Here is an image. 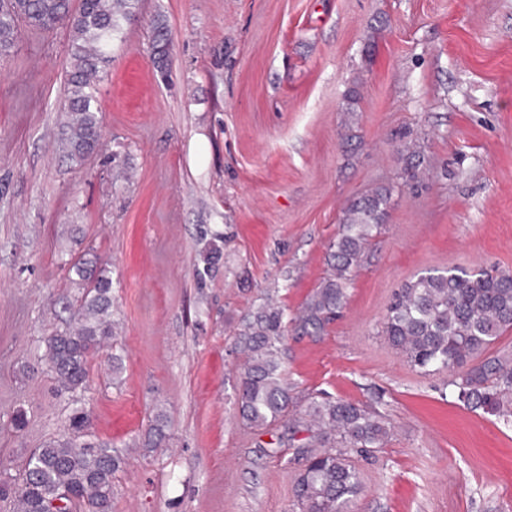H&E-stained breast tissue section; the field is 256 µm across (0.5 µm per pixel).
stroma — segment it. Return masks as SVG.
<instances>
[{"label":"stroma","instance_id":"35a3bbf8","mask_svg":"<svg viewBox=\"0 0 512 512\" xmlns=\"http://www.w3.org/2000/svg\"><path fill=\"white\" fill-rule=\"evenodd\" d=\"M69 44L22 26L0 58V474L79 403L128 457L112 512H298L292 449L237 415V327L268 296L298 315L344 209L386 186L342 312L320 336L288 328L294 394L387 418L382 447L347 451L357 512H512V427L382 334L422 270H512V0H138L96 85L103 146L80 165L61 148ZM87 253L112 273L113 350L72 398L43 338L70 325ZM161 412L169 445L145 448Z\"/></svg>","mask_w":512,"mask_h":512}]
</instances>
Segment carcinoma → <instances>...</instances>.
<instances>
[{"instance_id":"carcinoma-1","label":"carcinoma","mask_w":512,"mask_h":512,"mask_svg":"<svg viewBox=\"0 0 512 512\" xmlns=\"http://www.w3.org/2000/svg\"><path fill=\"white\" fill-rule=\"evenodd\" d=\"M133 0H0V57L14 45L20 24L36 31L70 28L71 66L66 97L64 145L77 164L98 152L101 114L94 81L109 62L107 47L120 21L132 16ZM391 190L381 187L352 201L330 246L331 273L314 290L298 317L300 330L319 336L346 304L347 285L386 213ZM81 288L73 326L44 339L45 355L60 392L85 389L90 360L112 337V277L96 257L72 264ZM285 310L266 302L245 314L236 333L245 358L237 367L239 418L252 428L282 423L308 436L298 446L304 460L293 495L299 512H353L362 492L358 471L346 448H378L388 436L375 410L319 395L297 408L281 346L287 332ZM512 331V271L426 269L406 281L387 309L383 336L411 366L446 370L448 385L467 408L481 410L512 426V354L490 351ZM90 414L80 406L68 417L67 433L46 442L27 459L14 486L18 512H50L67 492L63 512H112L113 476L126 463L121 449L90 439ZM168 419L155 416L145 439L148 448L165 444Z\"/></svg>"}]
</instances>
